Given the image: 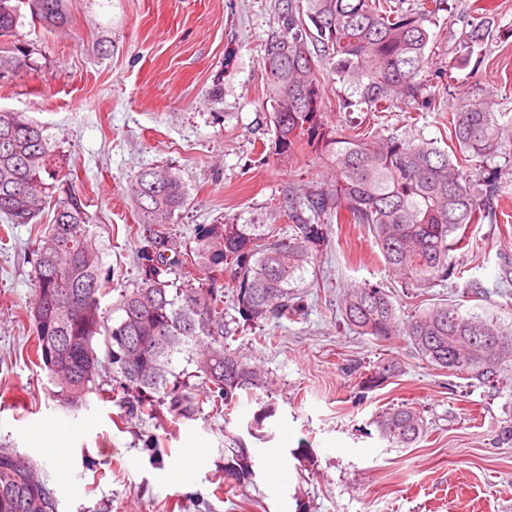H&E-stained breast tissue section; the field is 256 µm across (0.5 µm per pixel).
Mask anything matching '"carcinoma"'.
Returning <instances> with one entry per match:
<instances>
[{
	"label": "carcinoma",
	"mask_w": 512,
	"mask_h": 512,
	"mask_svg": "<svg viewBox=\"0 0 512 512\" xmlns=\"http://www.w3.org/2000/svg\"><path fill=\"white\" fill-rule=\"evenodd\" d=\"M443 2L417 9L395 0H274L277 27L263 44L260 65L279 155L292 154L301 136L321 133L328 78L348 91L339 101L345 110L384 112L416 99V77L432 43L429 25ZM23 4L31 23L44 29L69 22L67 0H0V38L14 36ZM488 34V22L473 19L465 48ZM29 56L16 43H0V72L21 69ZM496 106L489 97L448 104L449 151L398 135L336 138V184L302 195L290 190L278 204L290 221L286 235L275 224H199L197 246H183L170 224L186 204L185 186L164 167L140 170L130 184L137 223L128 226L140 243V281L120 291L112 305L115 318L101 306L110 276L88 204L67 193L36 240L28 311L35 355L54 397L72 410L87 405L91 394L103 398L97 382L103 370L111 375L115 402L130 415L165 412L192 420L203 392L216 413L228 417L244 396L259 406L247 426L257 437L277 411L274 381L232 347L236 332L301 315L307 278L315 273L312 246L323 237L321 221L336 210L367 225L386 271L406 294L419 296L450 276L463 277L460 255L482 248L470 225L497 216L501 172L488 163L501 155L505 125ZM53 153L43 126L23 112L0 110V219L38 223L50 190L64 182L52 170ZM471 164L480 168L474 179L464 172ZM227 287L237 313L233 328L224 320ZM340 315L348 330L373 341L402 332L426 364L470 388L494 395L512 388V322L496 314L438 299L418 307L401 326L389 292L365 282L345 292ZM491 336L506 341L485 343ZM397 369L394 359L385 358L364 384L378 386ZM374 424L392 447L408 448L427 435L423 412L408 403L381 411ZM255 476L250 448L232 437L224 448V479L243 489ZM48 491L29 457L0 447V512H58Z\"/></svg>",
	"instance_id": "obj_1"
}]
</instances>
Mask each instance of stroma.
<instances>
[{"label":"stroma","instance_id":"1","mask_svg":"<svg viewBox=\"0 0 512 512\" xmlns=\"http://www.w3.org/2000/svg\"><path fill=\"white\" fill-rule=\"evenodd\" d=\"M271 0H68L70 23L48 32L23 22L15 39L31 65L0 73V109L42 124L67 189L88 199L93 230L111 269L112 294L139 280L133 176L172 169L188 200L172 224L194 246L198 224H266L289 187L327 188L332 148L303 143L277 155L260 65L275 25ZM491 26L474 52L464 41L473 17ZM430 31L429 62L417 102L389 112H345L341 85L327 89L322 121L332 136L360 129L450 143L448 115L430 111L478 91L512 88V0H446ZM496 222L471 225L482 251L461 260L486 291L485 307L512 320V174ZM313 250L317 278L300 319L267 324L274 344L237 341L275 381L277 412L265 439L247 438L253 486L224 483V433L239 431L258 406L242 401L232 422L203 407L196 419L133 417L89 395L69 411L49 392L33 352L27 308L33 299L35 224L0 223V446L42 469L58 512H512V444L499 443L512 390L450 387L395 337L375 343L350 332L336 313L346 288L391 287L399 317L416 299L395 286L368 227L348 212L327 219ZM391 357L395 377L362 380ZM416 404L428 423L412 448H391L372 419L391 405ZM66 458H58L57 449Z\"/></svg>","mask_w":512,"mask_h":512}]
</instances>
